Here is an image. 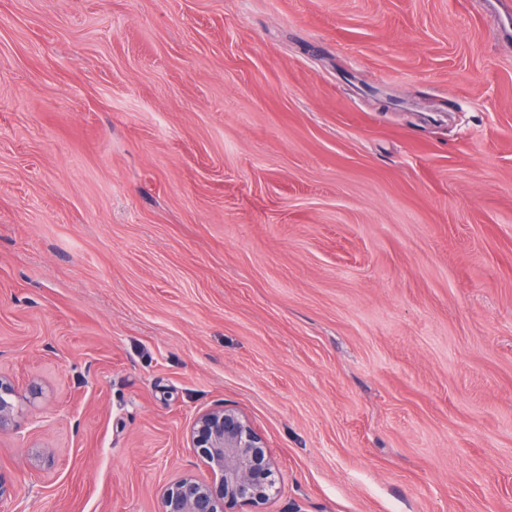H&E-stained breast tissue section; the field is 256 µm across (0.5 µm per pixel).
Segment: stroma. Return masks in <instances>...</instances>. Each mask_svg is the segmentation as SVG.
Segmentation results:
<instances>
[{
	"instance_id": "35a3bbf8",
	"label": "stroma",
	"mask_w": 512,
	"mask_h": 512,
	"mask_svg": "<svg viewBox=\"0 0 512 512\" xmlns=\"http://www.w3.org/2000/svg\"><path fill=\"white\" fill-rule=\"evenodd\" d=\"M16 512H159L227 407L263 512H512V19L0 0Z\"/></svg>"
}]
</instances>
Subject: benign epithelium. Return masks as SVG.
Instances as JSON below:
<instances>
[{"label": "benign epithelium", "mask_w": 512, "mask_h": 512, "mask_svg": "<svg viewBox=\"0 0 512 512\" xmlns=\"http://www.w3.org/2000/svg\"><path fill=\"white\" fill-rule=\"evenodd\" d=\"M23 396L0 374V433L18 427ZM188 441L216 475H184L160 492L161 512H262L278 492L277 470L263 436L234 409L215 408L192 421Z\"/></svg>", "instance_id": "7a95c632"}]
</instances>
